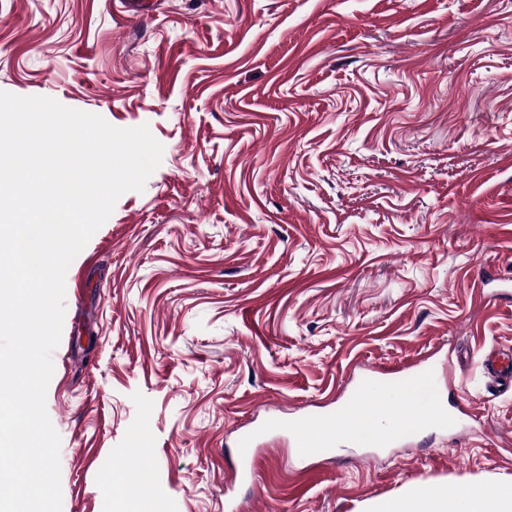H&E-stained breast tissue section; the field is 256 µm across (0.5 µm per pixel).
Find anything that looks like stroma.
Returning <instances> with one entry per match:
<instances>
[{"instance_id":"35a3bbf8","label":"stroma","mask_w":512,"mask_h":512,"mask_svg":"<svg viewBox=\"0 0 512 512\" xmlns=\"http://www.w3.org/2000/svg\"><path fill=\"white\" fill-rule=\"evenodd\" d=\"M0 91L163 145L69 266L46 410L62 512H363L512 477V0H0ZM464 436L300 457L235 439L417 356ZM483 367L494 392H507L512 389V356L503 354L492 360L487 359ZM146 480V470L132 463L129 471L123 473V477L121 479L122 493L129 501H135L137 498L135 494L141 487H143Z\"/></svg>"}]
</instances>
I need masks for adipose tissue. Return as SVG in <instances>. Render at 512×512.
I'll return each mask as SVG.
<instances>
[{"instance_id": "1", "label": "adipose tissue", "mask_w": 512, "mask_h": 512, "mask_svg": "<svg viewBox=\"0 0 512 512\" xmlns=\"http://www.w3.org/2000/svg\"><path fill=\"white\" fill-rule=\"evenodd\" d=\"M366 512H512V479L471 486L421 484L371 502Z\"/></svg>"}]
</instances>
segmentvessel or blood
Returning a JSON list of instances; mask_svg holds the SVG:
<instances>
[{
    "label": "vessel or blood",
    "instance_id": "b4317fda",
    "mask_svg": "<svg viewBox=\"0 0 512 512\" xmlns=\"http://www.w3.org/2000/svg\"><path fill=\"white\" fill-rule=\"evenodd\" d=\"M483 367L492 390H512V356L505 354L485 360ZM431 385L429 375L413 372L390 381L385 393L358 390L353 398L354 407L344 418L324 411L291 420L274 417L267 420L264 431L268 434L289 431L298 454L304 457L323 453L342 440L383 448L423 428L452 423V413L439 400H431L427 405L420 402L419 392ZM381 417L392 420L391 429L378 427L377 420ZM256 438L253 432L244 433L239 438V477L246 478L253 473Z\"/></svg>",
    "mask_w": 512,
    "mask_h": 512
}]
</instances>
